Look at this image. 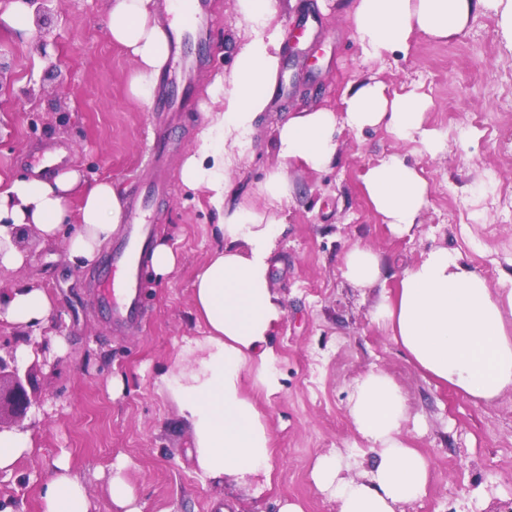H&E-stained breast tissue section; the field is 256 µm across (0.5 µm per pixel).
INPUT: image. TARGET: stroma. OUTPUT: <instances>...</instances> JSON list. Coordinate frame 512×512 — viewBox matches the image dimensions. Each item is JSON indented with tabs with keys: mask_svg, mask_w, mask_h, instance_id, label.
<instances>
[{
	"mask_svg": "<svg viewBox=\"0 0 512 512\" xmlns=\"http://www.w3.org/2000/svg\"><path fill=\"white\" fill-rule=\"evenodd\" d=\"M106 0H62L48 25L26 33L0 28L13 76L0 86V176L31 174V155L50 148L90 180L109 179L126 198L144 190L151 175L149 149L155 130L167 132L169 192L147 211L154 234L168 238L181 255L169 277L144 273V311L137 327L115 330L95 293L96 266L67 261L63 242L43 243L28 230L26 266L0 272V292L28 283L47 289L56 302L51 326L22 331L0 321L4 349L35 341L47 356H35L37 404L23 422L37 450L12 471H0V503L9 512H41L39 493L59 456L87 485L93 512H113L107 479L117 458L143 512H277L283 499L300 501L305 512H337L335 501L314 485L317 456L336 453L349 461L360 441L348 417L357 380L372 369L387 373L405 398L404 434L429 459L431 474L422 498L396 512H475V489L492 501H512V393L494 404L475 405L435 388L407 360L372 317L382 291L395 288L406 264L443 246L497 281L512 269V43L499 19L477 15L458 36L414 35L407 53L367 59L354 38L353 0H278L277 21L290 36L273 105L264 113L254 144L232 175L236 191L249 194L278 165L274 131L289 112L324 107L342 112L348 83L371 80L387 94L416 90L431 105L426 126L448 133L444 150L430 155L397 141L386 130L340 129V153L322 171L288 169L292 200L286 229L271 268L273 286L286 314L270 344L278 352L280 390L260 397L259 408L273 435L270 489L218 484L193 468L189 435L160 375L173 363L184 338L202 335L192 304L195 273L216 241L215 216L202 190L178 178L182 157L207 122L205 89L229 73L245 39L235 0H207L208 32L199 52L191 103L171 117L145 107L128 93L133 62L112 43L103 24ZM52 54L41 58L39 41ZM479 136L465 140L469 130ZM398 153L428 181V206L407 236L390 233L362 192V177L378 159ZM376 251L383 287L358 288L342 275L353 248ZM68 340L65 354L55 337ZM125 390L113 395L111 377Z\"/></svg>",
	"mask_w": 512,
	"mask_h": 512,
	"instance_id": "1",
	"label": "stroma"
}]
</instances>
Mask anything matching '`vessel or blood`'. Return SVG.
Instances as JSON below:
<instances>
[{
	"mask_svg": "<svg viewBox=\"0 0 512 512\" xmlns=\"http://www.w3.org/2000/svg\"><path fill=\"white\" fill-rule=\"evenodd\" d=\"M186 44V30H172L171 58L181 75L184 87L188 88L192 86L193 74L201 66L202 61L187 54ZM164 140V133H156L151 148V159L158 175L146 188L143 196L134 200L129 224L114 245L112 259L106 267L103 286L99 291L101 307L116 327L128 329L140 321L141 288L138 267L139 260L147 251L152 237V226L143 221L142 214L151 202L162 197L166 191L167 183L162 174L166 160Z\"/></svg>",
	"mask_w": 512,
	"mask_h": 512,
	"instance_id": "1",
	"label": "vessel or blood"
}]
</instances>
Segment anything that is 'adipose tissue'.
<instances>
[{"instance_id":"1","label":"adipose tissue","mask_w":512,"mask_h":512,"mask_svg":"<svg viewBox=\"0 0 512 512\" xmlns=\"http://www.w3.org/2000/svg\"><path fill=\"white\" fill-rule=\"evenodd\" d=\"M277 0H236L249 29L229 74L216 76L206 93L216 104L206 127L184 156L181 183L205 189L215 214L220 244L193 282L202 336L186 339L173 369L161 376L171 392L180 424L190 434L189 455L202 475L232 480L263 491L271 483L273 438L253 395L279 389L270 338L285 314L270 286V259L285 230L282 213L292 199L288 169L330 166L339 152L338 127L382 128L404 143L435 155L446 132L424 125L430 105L411 90L387 96L383 87L350 84L342 113L327 108L291 112L276 130L279 163L258 186L255 198L239 197L231 179L264 112L271 106L281 66L284 36L276 24ZM156 0H107L103 23L113 41L135 63L131 97L151 105L157 80L170 56ZM498 16L512 40V0H355L354 37L371 58L408 52L414 35L435 39L459 35L478 14ZM364 192L390 231L409 235L428 203L420 170L397 153L379 159L363 178ZM126 217L120 188L112 181H87L76 168L51 178L0 177V268L18 269L26 255L17 238L31 227L48 242L64 240L72 263H94ZM351 283L383 284L377 254L356 248L343 260ZM55 304L46 289L32 284L0 295V319L19 328L49 326ZM374 319L409 360L437 386L491 404L512 392V273L490 283L466 265L459 252L434 247L399 276L383 295ZM348 417L364 442L357 451L368 468L347 476L335 454L319 455L312 478L336 502L337 512H395L396 506L426 492L429 462L403 434L407 409L400 389L382 370L360 378ZM41 512H92L85 483L59 456L41 487Z\"/></svg>"}]
</instances>
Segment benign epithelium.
<instances>
[{
    "label": "benign epithelium",
    "instance_id": "1",
    "mask_svg": "<svg viewBox=\"0 0 512 512\" xmlns=\"http://www.w3.org/2000/svg\"><path fill=\"white\" fill-rule=\"evenodd\" d=\"M32 369L23 367L12 350L0 354V431L22 422L32 406Z\"/></svg>",
    "mask_w": 512,
    "mask_h": 512
}]
</instances>
